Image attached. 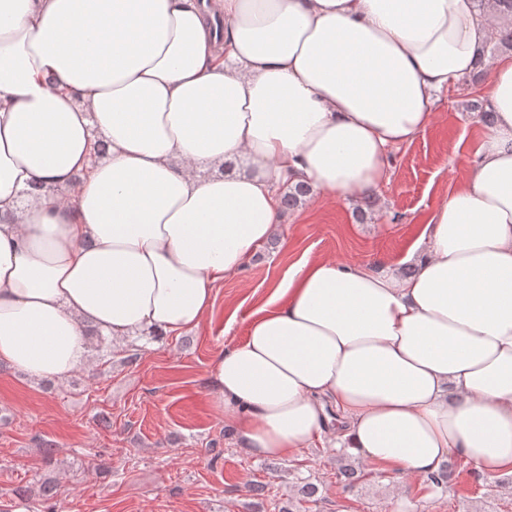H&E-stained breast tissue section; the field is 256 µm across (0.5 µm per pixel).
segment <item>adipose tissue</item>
<instances>
[{"label": "adipose tissue", "mask_w": 512, "mask_h": 512, "mask_svg": "<svg viewBox=\"0 0 512 512\" xmlns=\"http://www.w3.org/2000/svg\"><path fill=\"white\" fill-rule=\"evenodd\" d=\"M496 29L472 0H0V363L60 381L86 327H199L281 188L376 193ZM489 71L494 128L414 273L303 263L216 357L252 455L293 458L332 406L370 464L512 474V56Z\"/></svg>", "instance_id": "obj_1"}]
</instances>
